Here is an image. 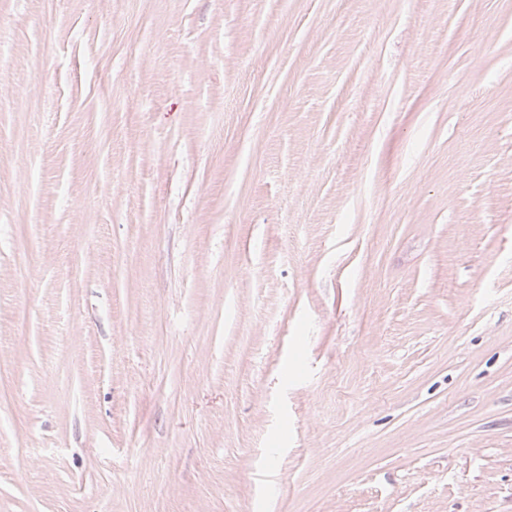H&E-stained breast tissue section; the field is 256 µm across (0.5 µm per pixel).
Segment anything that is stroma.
Here are the masks:
<instances>
[{
	"label": "stroma",
	"instance_id": "1",
	"mask_svg": "<svg viewBox=\"0 0 512 512\" xmlns=\"http://www.w3.org/2000/svg\"><path fill=\"white\" fill-rule=\"evenodd\" d=\"M0 512H512V0H0Z\"/></svg>",
	"mask_w": 512,
	"mask_h": 512
}]
</instances>
